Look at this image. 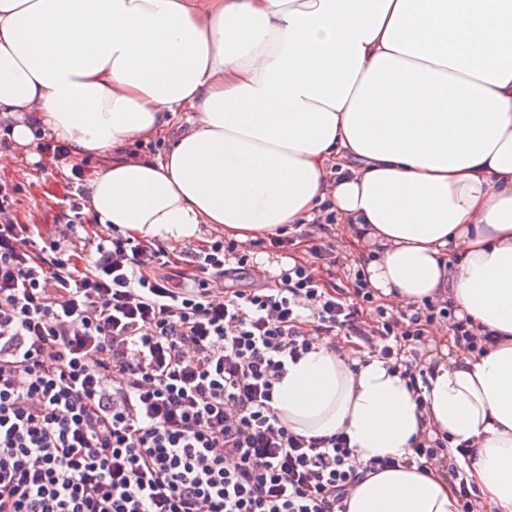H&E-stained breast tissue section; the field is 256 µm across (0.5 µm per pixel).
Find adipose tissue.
Returning a JSON list of instances; mask_svg holds the SVG:
<instances>
[{"instance_id":"ef3b65f1","label":"adipose tissue","mask_w":512,"mask_h":512,"mask_svg":"<svg viewBox=\"0 0 512 512\" xmlns=\"http://www.w3.org/2000/svg\"><path fill=\"white\" fill-rule=\"evenodd\" d=\"M1 120L98 158L87 211L155 243L253 247L331 201L382 301L449 302L495 342L444 336L418 397L325 337L274 409L361 467L473 445L468 482L512 512V0H0ZM346 512L459 510L436 464L366 476Z\"/></svg>"}]
</instances>
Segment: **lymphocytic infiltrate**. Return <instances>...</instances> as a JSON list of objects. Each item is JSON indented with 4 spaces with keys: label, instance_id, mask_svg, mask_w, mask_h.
Instances as JSON below:
<instances>
[{
    "label": "lymphocytic infiltrate",
    "instance_id": "f902f5d3",
    "mask_svg": "<svg viewBox=\"0 0 512 512\" xmlns=\"http://www.w3.org/2000/svg\"><path fill=\"white\" fill-rule=\"evenodd\" d=\"M71 172L47 233L0 182V512H346L361 477L346 435L296 434L272 406L286 359L342 338L414 389L433 326L484 347L447 303L378 304L358 266L344 288L298 262L213 294L253 254L97 233Z\"/></svg>",
    "mask_w": 512,
    "mask_h": 512
}]
</instances>
